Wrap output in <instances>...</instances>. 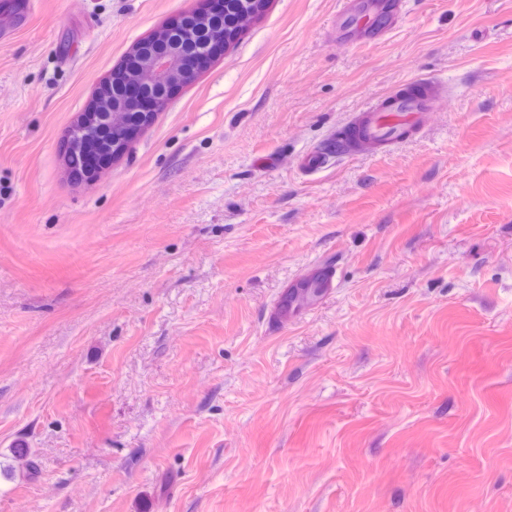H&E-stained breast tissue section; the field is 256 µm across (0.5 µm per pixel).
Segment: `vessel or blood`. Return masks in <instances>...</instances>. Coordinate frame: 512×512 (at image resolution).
<instances>
[{"mask_svg":"<svg viewBox=\"0 0 512 512\" xmlns=\"http://www.w3.org/2000/svg\"><path fill=\"white\" fill-rule=\"evenodd\" d=\"M400 12L399 0H337L335 37L359 43H378L387 31L376 26V19L386 15L395 20ZM440 98L435 81L406 83L359 112L345 140L350 143L364 139L381 147L397 145L403 140V132L418 127L423 114L433 110Z\"/></svg>","mask_w":512,"mask_h":512,"instance_id":"obj_1","label":"vessel or blood"}]
</instances>
